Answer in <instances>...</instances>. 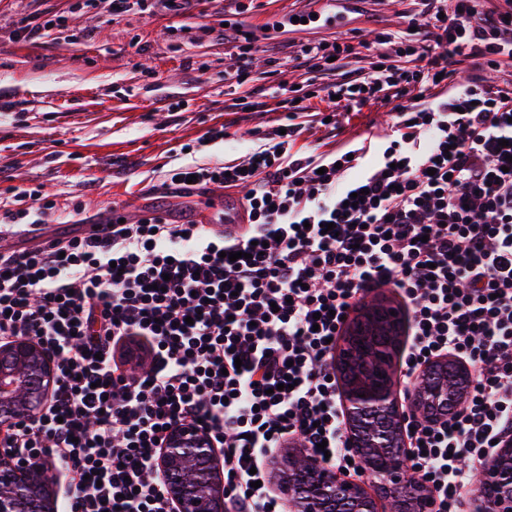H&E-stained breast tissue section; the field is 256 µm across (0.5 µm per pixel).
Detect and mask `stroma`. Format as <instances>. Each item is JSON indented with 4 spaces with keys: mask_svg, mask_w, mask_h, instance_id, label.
Listing matches in <instances>:
<instances>
[{
    "mask_svg": "<svg viewBox=\"0 0 512 512\" xmlns=\"http://www.w3.org/2000/svg\"><path fill=\"white\" fill-rule=\"evenodd\" d=\"M346 11L335 25L266 30L271 17L326 9L325 0H253L246 22L259 38L254 82L257 108L237 106L221 75L232 51L220 25L222 0H204L199 13L112 16L107 0L97 10L74 0H0V207L13 205L11 188L44 187L70 221L75 203L85 216L135 200L143 207L190 208L198 195L161 192L168 163L182 145L188 161L213 163L245 155L256 132L276 126L281 82L304 84L295 58L304 46L342 38L357 44L335 76H354L371 60L366 42L380 30L403 34L412 0H339ZM61 14L50 38H17L18 27ZM175 111H168V104ZM298 145L321 153L351 139H370L381 151L390 132L387 108L340 112L335 128L312 112L299 117ZM226 125L230 136L200 144L207 127Z\"/></svg>",
    "mask_w": 512,
    "mask_h": 512,
    "instance_id": "35a3bbf8",
    "label": "stroma"
}]
</instances>
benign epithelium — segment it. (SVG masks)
Here are the masks:
<instances>
[{"label": "benign epithelium", "instance_id": "1", "mask_svg": "<svg viewBox=\"0 0 512 512\" xmlns=\"http://www.w3.org/2000/svg\"><path fill=\"white\" fill-rule=\"evenodd\" d=\"M364 312H374L389 324L390 345L381 361L386 382L345 383L340 392L346 418L343 442L355 451L360 467L352 475L306 453L289 457L288 474L278 488L279 493H288V512H379L382 498L394 503V512L437 510L429 492L405 482L404 427L412 413L447 419L448 407L466 398L475 374L456 356L435 359L415 379L413 407L404 410L393 368L403 311L372 303ZM53 381V358L34 339H15L0 347V423L7 424L15 415L38 416ZM301 464L308 466L306 484L296 480V467ZM155 467L164 476L176 512H224V482L208 435L188 425L176 426ZM483 475L476 512H512V437L501 439ZM54 507L55 495L42 466L0 461V512H55Z\"/></svg>", "mask_w": 512, "mask_h": 512}]
</instances>
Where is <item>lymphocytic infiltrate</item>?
I'll return each instance as SVG.
<instances>
[{
  "instance_id": "obj_1",
  "label": "lymphocytic infiltrate",
  "mask_w": 512,
  "mask_h": 512,
  "mask_svg": "<svg viewBox=\"0 0 512 512\" xmlns=\"http://www.w3.org/2000/svg\"><path fill=\"white\" fill-rule=\"evenodd\" d=\"M415 4L408 38L375 37L376 69L325 88L324 118L386 92L393 134L374 165L364 141L346 153L297 147L314 94L286 85L283 129L242 158L165 173L179 193L246 186L241 227L219 237L144 215L91 241L0 252V342L34 337L56 367L44 411L15 416L0 452L63 463L68 512H173L154 461L178 424L214 441L225 512H283L267 458L288 439L348 467L330 361L356 297L379 288L409 314L405 382L443 355L476 372L447 421L406 434L438 512H464L476 471L512 432V87L476 75L437 88L457 58L476 71L512 61V0L490 12L483 0ZM246 10L228 0L224 11L235 44L224 80L237 87L259 78ZM393 42L416 69L388 65ZM54 214L42 188L18 189L0 223Z\"/></svg>"
}]
</instances>
